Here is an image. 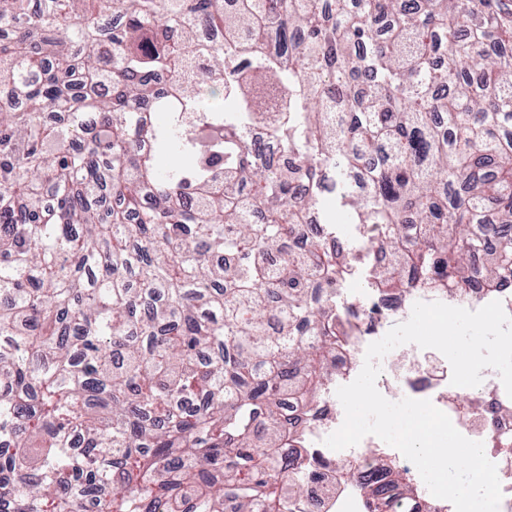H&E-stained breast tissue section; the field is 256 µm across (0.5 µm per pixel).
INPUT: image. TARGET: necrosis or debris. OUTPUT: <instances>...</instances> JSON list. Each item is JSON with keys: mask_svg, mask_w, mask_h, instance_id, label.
<instances>
[{"mask_svg": "<svg viewBox=\"0 0 512 512\" xmlns=\"http://www.w3.org/2000/svg\"><path fill=\"white\" fill-rule=\"evenodd\" d=\"M406 301L395 296L382 302L375 315L369 316L353 340L351 349L341 351L339 360L351 362L358 346L376 339L382 322L393 316H405ZM451 366L436 352L426 359H416L390 368L378 389L390 401L404 398L430 400L453 420L455 428L466 438L482 442L487 458L495 463L501 483L502 500L499 512H512V452L503 453L493 447V437L512 436V398L508 397L498 375H485L483 383L472 392L468 402H460L458 389L450 383ZM335 474L331 467L321 466L304 480L301 495L303 512H356L357 500L347 492L334 488Z\"/></svg>", "mask_w": 512, "mask_h": 512, "instance_id": "obj_1", "label": "necrosis or debris"}]
</instances>
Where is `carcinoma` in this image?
<instances>
[{"instance_id": "obj_1", "label": "carcinoma", "mask_w": 512, "mask_h": 512, "mask_svg": "<svg viewBox=\"0 0 512 512\" xmlns=\"http://www.w3.org/2000/svg\"><path fill=\"white\" fill-rule=\"evenodd\" d=\"M329 191L382 298L512 289V0H0V500L293 512L283 405L361 319ZM336 481L431 512L385 462ZM320 208L332 223L325 224L328 231L349 245L353 258L354 274L336 287V304L339 306L352 303L366 305L373 302L377 297L367 288V281L374 259L370 244L362 235L359 224H348L346 214L336 204L334 194L325 195Z\"/></svg>"}]
</instances>
